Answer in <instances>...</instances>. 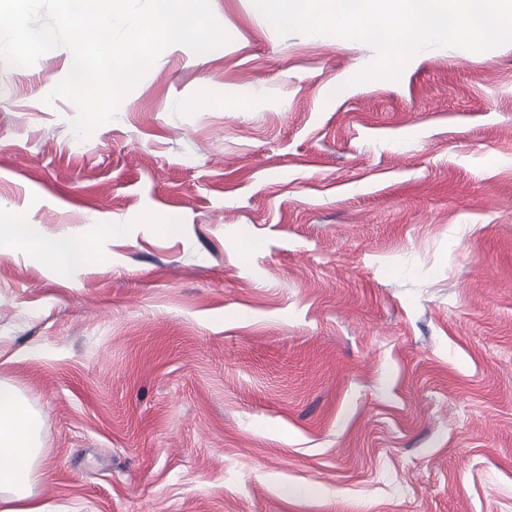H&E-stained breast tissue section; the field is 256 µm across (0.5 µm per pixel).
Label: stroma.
Wrapping results in <instances>:
<instances>
[{
    "instance_id": "1",
    "label": "stroma",
    "mask_w": 512,
    "mask_h": 512,
    "mask_svg": "<svg viewBox=\"0 0 512 512\" xmlns=\"http://www.w3.org/2000/svg\"><path fill=\"white\" fill-rule=\"evenodd\" d=\"M165 48L85 138L71 53L0 64V383L47 512H512V44ZM120 224V235L102 234ZM4 225V239L39 250L40 256L46 264L58 273L65 274L69 268L81 262L86 254L84 242L73 240H45L40 237L34 224H2ZM2 225L0 234L2 238Z\"/></svg>"
}]
</instances>
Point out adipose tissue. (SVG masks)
I'll return each instance as SVG.
<instances>
[{"mask_svg":"<svg viewBox=\"0 0 512 512\" xmlns=\"http://www.w3.org/2000/svg\"><path fill=\"white\" fill-rule=\"evenodd\" d=\"M1 235L6 241L37 248L45 263L61 274L86 254L84 243L43 239L32 224L6 225ZM41 449L35 417L13 388L0 384V492L7 503L0 512H43L32 500L33 464Z\"/></svg>","mask_w":512,"mask_h":512,"instance_id":"ef3b65f1","label":"adipose tissue"}]
</instances>
